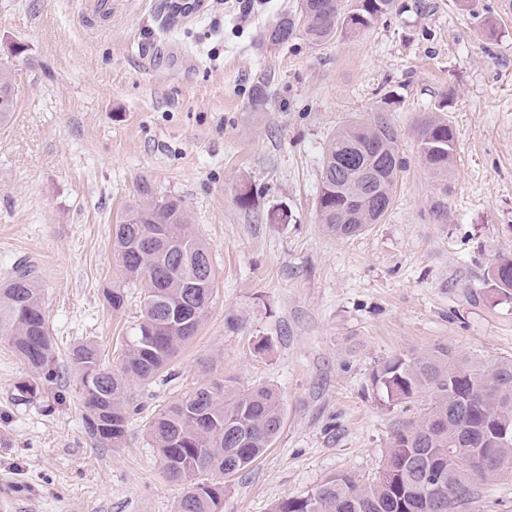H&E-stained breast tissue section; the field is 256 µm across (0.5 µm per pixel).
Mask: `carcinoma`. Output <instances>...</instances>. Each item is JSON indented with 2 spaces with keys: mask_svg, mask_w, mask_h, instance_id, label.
I'll list each match as a JSON object with an SVG mask.
<instances>
[{
  "mask_svg": "<svg viewBox=\"0 0 512 512\" xmlns=\"http://www.w3.org/2000/svg\"><path fill=\"white\" fill-rule=\"evenodd\" d=\"M396 0H300L299 16H284L268 41L284 44L301 35L321 45L338 33L359 34L391 14ZM444 103L417 125L418 155L439 178L453 160L455 136ZM397 132L383 118L352 120L324 147L316 213L325 230L348 238L379 224L387 214L404 161ZM129 212L136 224L115 225L112 251L122 284L105 293L122 309L125 285L142 286L139 323L127 337L118 364L102 362L99 345L86 339L70 352L86 410V433L100 444L120 445L137 411L131 386L154 379L196 331L210 304L214 277H196V261L210 246L191 228L182 202L157 198L140 186ZM488 293L512 297V258L487 271ZM7 340L29 373L15 385L20 402L39 399L53 382L54 346L39 278L27 260L0 281V339ZM385 402H424L414 421L392 435L378 475L364 482L336 473L301 498L276 503L272 512H457L474 496V481L512 469V360L482 363L446 347L394 356L373 374ZM282 403L268 387H232L213 379L161 410L148 437L165 478L181 487L175 512H224V483L217 477L245 470L280 432Z\"/></svg>",
  "mask_w": 512,
  "mask_h": 512,
  "instance_id": "1",
  "label": "carcinoma"
}]
</instances>
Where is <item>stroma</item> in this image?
Segmentation results:
<instances>
[{"label": "stroma", "instance_id": "35a3bbf8", "mask_svg": "<svg viewBox=\"0 0 512 512\" xmlns=\"http://www.w3.org/2000/svg\"><path fill=\"white\" fill-rule=\"evenodd\" d=\"M170 3L112 0L104 19L82 0H0V42L23 49L11 60L15 118L0 128V277L18 259L37 264L56 349L52 388L22 404L26 368L0 340L11 512H174L181 490L148 427L220 377L283 399L272 445L224 479V512H270L336 473L378 474L394 430L421 408L383 401L372 375L385 360L438 345L512 359V300L492 303L485 288L492 263L512 257V0H398L370 30L319 46L266 40L299 0H267L245 20L239 0H198L169 25ZM445 92L455 155L438 179L414 130ZM379 115L406 161L392 207L336 238L316 216L323 147L344 122ZM144 182L181 199L210 245L213 294L169 366L133 386L122 445L102 447L84 431L68 355L90 338L115 365L138 322V288L117 313L104 293L117 274L112 228ZM460 512H512V472L477 482Z\"/></svg>", "mask_w": 512, "mask_h": 512}]
</instances>
